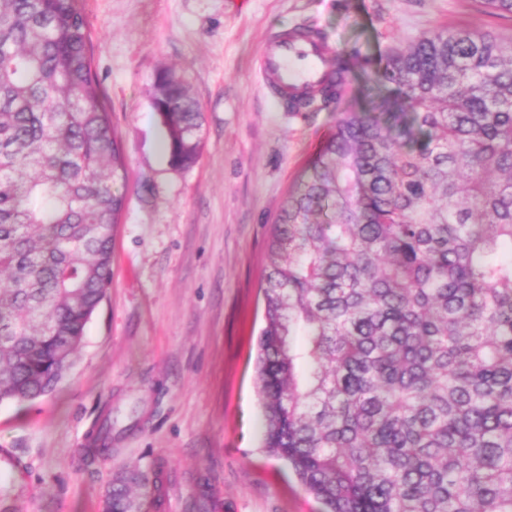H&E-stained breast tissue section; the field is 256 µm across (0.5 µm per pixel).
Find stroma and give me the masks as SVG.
<instances>
[{"instance_id": "1", "label": "stroma", "mask_w": 512, "mask_h": 512, "mask_svg": "<svg viewBox=\"0 0 512 512\" xmlns=\"http://www.w3.org/2000/svg\"><path fill=\"white\" fill-rule=\"evenodd\" d=\"M93 67L129 180L112 284L52 394L0 404V448L25 472L16 512H103L121 471L160 467L176 495L133 486L137 512H181L208 481L212 512H324L253 422L270 224L316 145L365 103L382 56L436 29L512 39V14L480 0H83ZM316 28L352 66L338 99L300 111L271 100L256 61L265 35ZM180 77L204 147L173 167L158 142L156 76Z\"/></svg>"}]
</instances>
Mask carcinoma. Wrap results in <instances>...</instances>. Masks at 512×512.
Here are the masks:
<instances>
[{"mask_svg":"<svg viewBox=\"0 0 512 512\" xmlns=\"http://www.w3.org/2000/svg\"><path fill=\"white\" fill-rule=\"evenodd\" d=\"M91 55L80 0H0V403L57 387L111 281L128 166ZM378 72L391 111L343 114L269 225L264 446L328 512H512V46L438 30ZM158 85L188 167L201 113Z\"/></svg>","mask_w":512,"mask_h":512,"instance_id":"cac0c4a2","label":"carcinoma"}]
</instances>
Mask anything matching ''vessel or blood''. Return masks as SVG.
Masks as SVG:
<instances>
[{"mask_svg":"<svg viewBox=\"0 0 512 512\" xmlns=\"http://www.w3.org/2000/svg\"><path fill=\"white\" fill-rule=\"evenodd\" d=\"M257 68L275 100L312 96L329 69L327 50L315 32L275 31L263 42Z\"/></svg>","mask_w":512,"mask_h":512,"instance_id":"vessel-or-blood-1","label":"vessel or blood"}]
</instances>
